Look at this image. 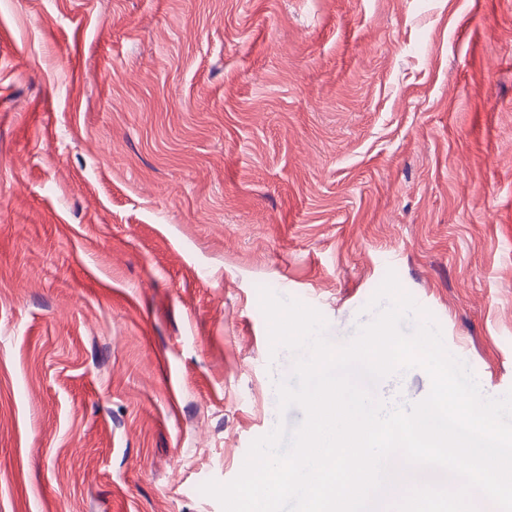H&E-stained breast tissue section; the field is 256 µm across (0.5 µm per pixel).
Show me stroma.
Masks as SVG:
<instances>
[{
	"instance_id": "stroma-1",
	"label": "stroma",
	"mask_w": 512,
	"mask_h": 512,
	"mask_svg": "<svg viewBox=\"0 0 512 512\" xmlns=\"http://www.w3.org/2000/svg\"><path fill=\"white\" fill-rule=\"evenodd\" d=\"M390 270L512 390V0H0V512H222L260 287L341 345Z\"/></svg>"
}]
</instances>
